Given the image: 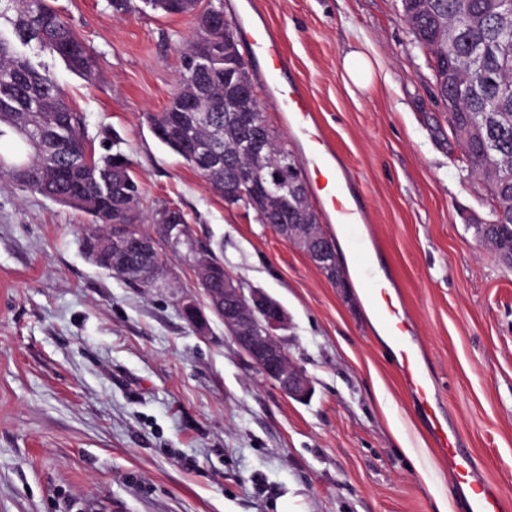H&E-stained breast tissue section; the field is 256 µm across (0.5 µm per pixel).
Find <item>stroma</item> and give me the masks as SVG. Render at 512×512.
Instances as JSON below:
<instances>
[{
  "label": "stroma",
  "mask_w": 512,
  "mask_h": 512,
  "mask_svg": "<svg viewBox=\"0 0 512 512\" xmlns=\"http://www.w3.org/2000/svg\"><path fill=\"white\" fill-rule=\"evenodd\" d=\"M224 0L239 26L273 30L343 174L351 227L319 210L345 287L295 245L230 205L154 136L182 71L191 18L113 14L107 0L54 6L98 57L94 82L44 61L96 153L122 152L142 224L183 212L194 238L287 310L278 338L311 379L303 402L250 365L224 325L197 329L192 266L166 245V288H135L92 264L86 216L0 184V512H463L379 335L359 268L399 296L438 398L477 461L512 496V269L483 248L486 185L469 175L433 71L399 0ZM362 43L368 89L343 56Z\"/></svg>",
  "instance_id": "stroma-1"
}]
</instances>
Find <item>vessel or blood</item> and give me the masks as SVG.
<instances>
[{"mask_svg":"<svg viewBox=\"0 0 512 512\" xmlns=\"http://www.w3.org/2000/svg\"><path fill=\"white\" fill-rule=\"evenodd\" d=\"M253 49L261 52L267 63L268 75L284 71L287 57L281 52L270 30L249 34ZM277 100L286 111L292 112L299 121H307L311 107L300 89L294 84L277 87ZM312 144L309 164L315 174V182L324 205L335 213L339 223H347L351 215L346 196L336 187V175L323 150L318 135H310ZM370 300L377 310L382 324L399 340L395 356L400 373L413 400L421 408L427 426L440 455L448 461V475L458 489L468 491L469 512H512V497L504 495L496 485L479 480L475 473V461L461 446V437L443 412L442 406L426 376L419 352L411 346L406 336L409 332L406 317L397 306L394 293L381 283H372Z\"/></svg>","mask_w":512,"mask_h":512,"instance_id":"b4317fda","label":"vessel or blood"}]
</instances>
